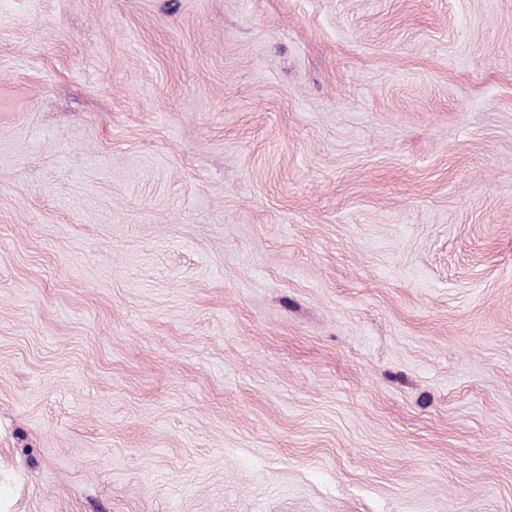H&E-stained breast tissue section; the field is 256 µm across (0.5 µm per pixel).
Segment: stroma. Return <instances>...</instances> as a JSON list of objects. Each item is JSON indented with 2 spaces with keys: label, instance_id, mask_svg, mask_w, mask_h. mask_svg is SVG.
<instances>
[{
  "label": "stroma",
  "instance_id": "35a3bbf8",
  "mask_svg": "<svg viewBox=\"0 0 512 512\" xmlns=\"http://www.w3.org/2000/svg\"><path fill=\"white\" fill-rule=\"evenodd\" d=\"M0 512H512V0H0Z\"/></svg>",
  "mask_w": 512,
  "mask_h": 512
}]
</instances>
